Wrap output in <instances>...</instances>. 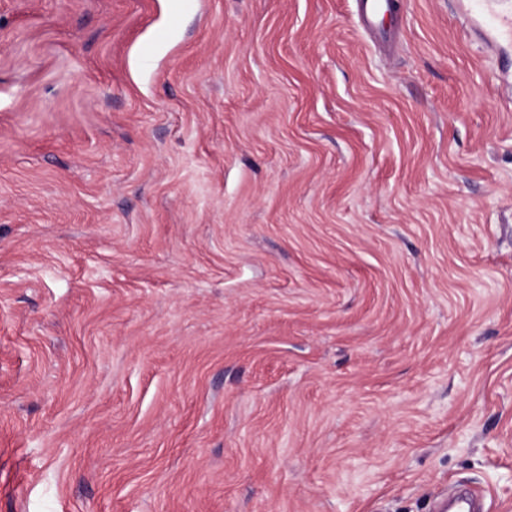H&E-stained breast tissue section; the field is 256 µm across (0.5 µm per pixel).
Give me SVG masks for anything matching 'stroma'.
<instances>
[{
    "label": "stroma",
    "mask_w": 512,
    "mask_h": 512,
    "mask_svg": "<svg viewBox=\"0 0 512 512\" xmlns=\"http://www.w3.org/2000/svg\"><path fill=\"white\" fill-rule=\"evenodd\" d=\"M397 2L0 0V512H512V40ZM362 14L365 28L375 37L384 38V32L380 29L378 21L386 13H391L394 6L389 0H361Z\"/></svg>",
    "instance_id": "1"
}]
</instances>
